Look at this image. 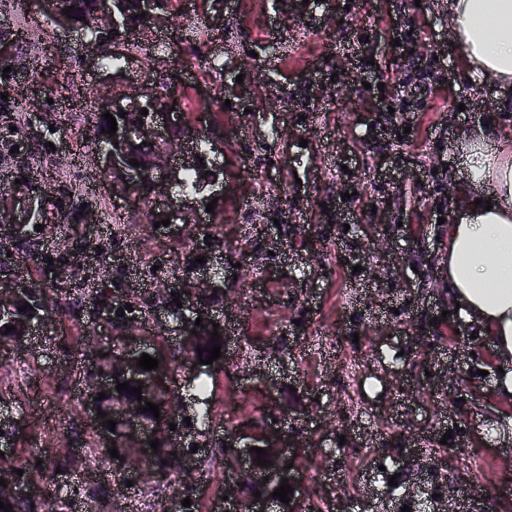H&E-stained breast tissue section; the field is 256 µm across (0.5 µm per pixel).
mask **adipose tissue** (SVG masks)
Masks as SVG:
<instances>
[{"mask_svg":"<svg viewBox=\"0 0 512 512\" xmlns=\"http://www.w3.org/2000/svg\"><path fill=\"white\" fill-rule=\"evenodd\" d=\"M448 15L471 77L512 91V0H448ZM489 143L481 131L463 150L467 201L448 223L444 267L459 316L489 329L503 369L495 385L512 399V158Z\"/></svg>","mask_w":512,"mask_h":512,"instance_id":"obj_1","label":"adipose tissue"}]
</instances>
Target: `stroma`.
Segmentation results:
<instances>
[{"instance_id": "35a3bbf8", "label": "stroma", "mask_w": 512, "mask_h": 512, "mask_svg": "<svg viewBox=\"0 0 512 512\" xmlns=\"http://www.w3.org/2000/svg\"><path fill=\"white\" fill-rule=\"evenodd\" d=\"M163 28L136 30L118 46L120 68H105L89 34L58 25L42 0H0V28L22 29L23 57L41 41L55 47L43 70L0 74V94L26 99L12 124L0 121L21 156H47L53 178L27 190L12 164L0 183L16 182L40 203L23 238L39 241L33 278L59 299L78 297L111 257L85 255L107 234L113 214L146 238L120 253L122 287L142 295L148 265L193 256L196 270L220 274L224 365L209 370L215 398L266 411L213 415L209 438L260 435L274 419L309 446L295 458L303 507L329 512H428L404 488L414 449L450 456L489 512H512V399L495 387L499 361L486 328L454 315L441 261L450 216L464 197L460 144L477 129L512 153V102L490 79L474 81L455 43L447 0H170ZM415 33L397 44L396 29ZM211 62L199 67V56ZM432 61L429 95L402 101L400 83L418 59ZM373 67H365V60ZM179 75L173 94L185 123L212 142L209 161L223 170L213 212L181 215L152 228L149 199L109 201L92 157L107 146L88 133L87 101L129 95L147 77ZM219 91L228 105L203 111L197 100ZM387 108L376 111L378 101ZM219 224L222 249L208 246ZM385 241L388 251L376 249ZM59 254L70 276L45 278L46 255ZM119 349L111 323L55 317L34 337L6 345L0 367V422L18 426L0 442L5 458L25 456L34 493L68 498L69 480L36 466L69 451L78 481L111 490L104 506L157 507L165 486L117 485L85 413L62 425L58 409L78 395L83 376L64 354L81 347ZM441 365L453 383L428 375ZM398 476L399 487L389 486Z\"/></svg>"}]
</instances>
